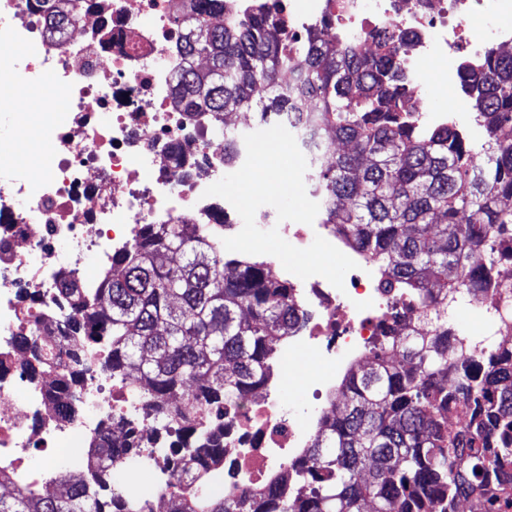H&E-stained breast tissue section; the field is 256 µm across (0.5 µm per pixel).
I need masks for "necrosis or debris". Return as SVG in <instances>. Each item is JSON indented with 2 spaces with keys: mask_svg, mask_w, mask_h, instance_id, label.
Returning <instances> with one entry per match:
<instances>
[{
  "mask_svg": "<svg viewBox=\"0 0 512 512\" xmlns=\"http://www.w3.org/2000/svg\"><path fill=\"white\" fill-rule=\"evenodd\" d=\"M477 0H216L212 22L227 25L246 14L275 12L284 34L329 31L355 48L368 34L394 25L406 73L413 85L438 72L456 78L461 54L480 56L488 47L512 45V29L488 18L481 38H471L469 20ZM196 0H94L77 27L56 32L37 0H0V81L12 97L0 99V118L14 116L30 88L50 87L62 107H50L46 128L14 125L16 139L44 137L54 167L20 175L0 169V469L11 488L22 484L19 468L35 447L67 462L73 479L88 461L75 453L89 437L119 420L136 421L144 436L154 423L140 400L139 383L105 373L88 334L48 333L50 320L69 309L60 293L64 277L82 278L88 259L99 268L129 250L143 225L183 222L224 238L240 231L233 206L205 189L227 175L219 124L203 114L189 119L174 87L188 62L181 52L180 19ZM110 113L101 122V113ZM257 226L278 229L305 248L315 237L336 242L333 225L278 222L263 210ZM274 277L288 280L296 302L315 321L288 342V359L312 354L335 363L370 345L378 334L368 309L398 304L376 273L352 272L344 289L325 278L300 279L270 263ZM470 303L493 319L494 345H512V300L476 287ZM44 341L60 350L58 370L75 375L55 389L39 371L20 338ZM308 380L297 398L310 396ZM296 400L282 388L244 396L224 432V457L251 483L306 442L305 420ZM67 415H59L57 403ZM162 450L143 449L114 463L104 481L133 470L148 473L154 488L165 487L170 471L155 460Z\"/></svg>",
  "mask_w": 512,
  "mask_h": 512,
  "instance_id": "necrosis-or-debris-1",
  "label": "necrosis or debris"
}]
</instances>
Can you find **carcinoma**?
I'll use <instances>...</instances> for the list:
<instances>
[{
  "label": "carcinoma",
  "mask_w": 512,
  "mask_h": 512,
  "mask_svg": "<svg viewBox=\"0 0 512 512\" xmlns=\"http://www.w3.org/2000/svg\"><path fill=\"white\" fill-rule=\"evenodd\" d=\"M213 2L199 0L184 36L186 55L210 66L184 71L178 103L190 116L251 112L261 126L295 122L318 137L327 159L307 179L325 223L364 251L402 307L350 362L299 455L262 485L234 483L230 471L221 492L209 484L224 472V423L273 374V342L304 321L288 283L185 224H146L96 287L66 283L65 328L91 327L109 346L103 365L143 383L158 418L181 415L179 395L192 401L201 422L184 418L162 456L177 469L168 512H459L463 501L480 512L512 465V351L448 378V312L477 279L512 297V280L498 277L512 264V53L460 62L488 137L477 146L452 121L419 122L398 49L347 55L338 40L293 36L285 45L270 11L214 27ZM287 73L299 82L284 83ZM238 150L224 126V164ZM21 345L52 369L53 353ZM453 407L468 415L461 429L448 428ZM115 431L90 438L92 462L138 447L134 427ZM52 486L0 494V512H145L106 494L95 470L80 481L60 473Z\"/></svg>",
  "instance_id": "carcinoma-1"
}]
</instances>
